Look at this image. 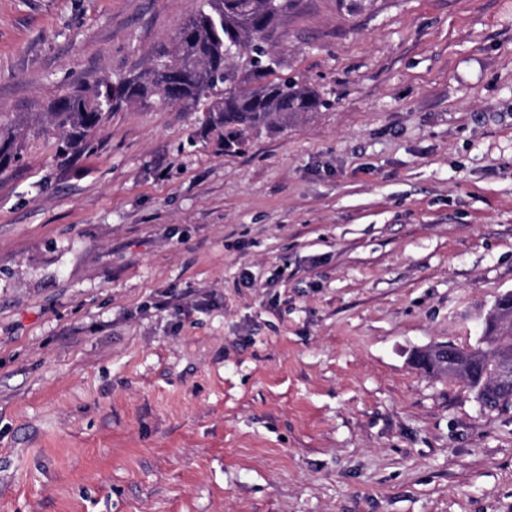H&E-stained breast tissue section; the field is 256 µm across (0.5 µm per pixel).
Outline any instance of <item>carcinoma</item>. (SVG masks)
I'll use <instances>...</instances> for the list:
<instances>
[{
    "label": "carcinoma",
    "mask_w": 512,
    "mask_h": 512,
    "mask_svg": "<svg viewBox=\"0 0 512 512\" xmlns=\"http://www.w3.org/2000/svg\"><path fill=\"white\" fill-rule=\"evenodd\" d=\"M206 0L199 13L179 30L173 44L159 57L167 72L147 67L137 75L108 84L105 89H76L50 106L39 120V130L60 131V152L75 154L90 139L106 114L135 101L157 96L190 110L207 103L204 125L224 130V140L242 141L250 132L271 131L288 125L323 105L312 88L289 78L274 80L283 65L275 53L280 17L294 0ZM23 125L0 127V173L19 161ZM512 349V323L488 328L481 345L458 351L461 378L490 409L512 403V392L495 385L492 361L500 350Z\"/></svg>",
    "instance_id": "carcinoma-1"
}]
</instances>
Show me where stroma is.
Instances as JSON below:
<instances>
[{"mask_svg": "<svg viewBox=\"0 0 512 512\" xmlns=\"http://www.w3.org/2000/svg\"><path fill=\"white\" fill-rule=\"evenodd\" d=\"M202 0H0V124ZM319 111L151 98L0 173V512H512V404L417 368L512 292V0H298Z\"/></svg>", "mask_w": 512, "mask_h": 512, "instance_id": "stroma-1", "label": "stroma"}]
</instances>
